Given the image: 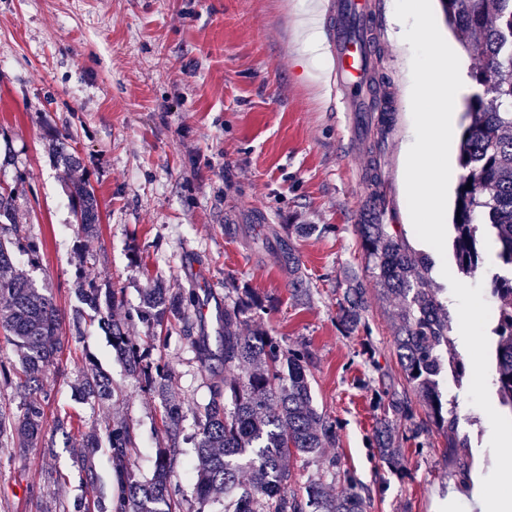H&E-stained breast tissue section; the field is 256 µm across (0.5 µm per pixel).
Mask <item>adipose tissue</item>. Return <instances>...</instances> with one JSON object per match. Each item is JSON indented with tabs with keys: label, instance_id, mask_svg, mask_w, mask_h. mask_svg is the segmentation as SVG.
<instances>
[{
	"label": "adipose tissue",
	"instance_id": "adipose-tissue-1",
	"mask_svg": "<svg viewBox=\"0 0 512 512\" xmlns=\"http://www.w3.org/2000/svg\"><path fill=\"white\" fill-rule=\"evenodd\" d=\"M512 473V457H500L488 467L473 472L467 492L448 497V512H512V493L495 494L490 489L493 475Z\"/></svg>",
	"mask_w": 512,
	"mask_h": 512
}]
</instances>
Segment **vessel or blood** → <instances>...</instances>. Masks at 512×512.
<instances>
[{
    "label": "vessel or blood",
    "instance_id": "vessel-or-blood-1",
    "mask_svg": "<svg viewBox=\"0 0 512 512\" xmlns=\"http://www.w3.org/2000/svg\"><path fill=\"white\" fill-rule=\"evenodd\" d=\"M321 19L332 63L329 83L338 91L336 109L346 113L350 131L356 132L361 128L360 113L371 109L372 13L366 0H324Z\"/></svg>",
    "mask_w": 512,
    "mask_h": 512
}]
</instances>
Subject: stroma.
Returning <instances> with one entry per match:
<instances>
[{
    "mask_svg": "<svg viewBox=\"0 0 512 512\" xmlns=\"http://www.w3.org/2000/svg\"><path fill=\"white\" fill-rule=\"evenodd\" d=\"M318 0H0V187L18 191L15 217L44 243L33 277L64 316L81 308L73 281L83 253L89 275L119 289L114 320L143 341L152 329L129 319L147 286L196 288L205 306L233 289L263 300L254 316L286 344H307L314 407L339 426L324 457L292 460L291 486L304 488L323 458H340L369 489L368 512H440L461 472L493 457L486 414L458 390L470 445L445 454L443 435L422 446L405 439L402 466L390 468L373 446L378 396L363 379L403 376L388 305L376 291L357 226L370 195L372 165L382 174L383 221L418 246L406 213L403 146L413 126L409 46L393 36L394 0H376L381 45L376 78L392 122L371 145L339 132L330 101L327 55L305 50L319 31ZM53 132L72 135L83 164L54 157ZM89 182L100 205L95 235L77 238L70 197ZM292 224L312 230L289 235ZM365 289V326L342 325L339 306L352 281ZM64 356L46 387L52 410L80 419L81 431L110 418L133 424L134 470L151 478L164 442L162 404L133 380L97 318ZM121 391L101 407L72 383L84 357ZM161 356L169 394L181 401L185 434L210 397V375L172 333ZM80 470L62 436L52 460L0 450V512H38L54 494L85 496Z\"/></svg>",
    "mask_w": 512,
    "mask_h": 512,
    "instance_id": "35a3bbf8",
    "label": "stroma"
}]
</instances>
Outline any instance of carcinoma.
<instances>
[{"label": "carcinoma", "mask_w": 512, "mask_h": 512, "mask_svg": "<svg viewBox=\"0 0 512 512\" xmlns=\"http://www.w3.org/2000/svg\"><path fill=\"white\" fill-rule=\"evenodd\" d=\"M444 21L467 53L480 63L470 71L476 92L468 102V124L459 143V165L463 175L455 191L452 218V252L458 273L474 277L484 268L485 255H495L498 272L490 279V292L497 302L495 374L493 385L501 406L512 411V0H439ZM57 156L70 167L81 159L70 136H55ZM472 189H466V186ZM15 191L0 190V327L21 350L19 363L4 368L0 376L14 385L13 401L0 404V448L37 450L44 447L47 430L69 436L73 422L56 416L48 420L50 393L47 376L59 371L65 352L78 336L61 333L62 317L52 297L37 287L29 274L16 268V253L28 255L31 266L39 264L43 242L23 224L3 222L15 210ZM379 195H370L364 223L357 225L361 246L376 269L382 299L392 306L394 344L402 370L403 389L378 380L388 398L377 420L374 444L379 458L390 465L400 460L395 447V426L402 422L406 439L421 447L420 438L437 431L446 438L451 455L467 448L461 433L456 396L443 398L439 378L452 375L460 387L467 367L451 348V318L435 289L424 281L423 271L434 267L426 253H417L400 238L394 225L382 223ZM73 210L82 234L90 235L100 223L94 189H75ZM95 264L90 253L82 255V269L75 275L74 292L100 317L108 331L112 349L130 375L164 397L161 422L165 446L158 449L154 473L139 479L132 468L135 432L126 421L105 426L107 449L116 483L106 494L64 501L53 498L45 512H180L172 473L181 455L183 406L169 397L168 368L154 351L167 344L171 324L183 339L211 366V398L198 409L195 457L187 470L193 475L200 500L209 502L219 494L229 499L230 512H367L370 497L353 473L332 459L325 470L299 493L289 487L290 458L309 457L336 444V421L312 404L309 367L313 354L306 345L291 348L262 328L249 335L240 333L247 315L263 308L262 299L249 291L224 301L220 321L224 330L210 337L194 335L200 324L199 292L183 289L175 294L151 285L143 291L142 305L135 316L157 329L151 343L126 336L109 319L118 303L119 291L102 288L84 268ZM364 289L357 282L346 288L340 318L350 331L365 323ZM76 389L86 399L105 405L116 389L112 378L96 369L81 372ZM425 406L418 421L408 394ZM100 448L95 432L82 433L71 442V452L82 479L95 488L94 457ZM249 483L241 482L242 474ZM332 477L341 484L333 493L325 483Z\"/></svg>", "instance_id": "1"}]
</instances>
